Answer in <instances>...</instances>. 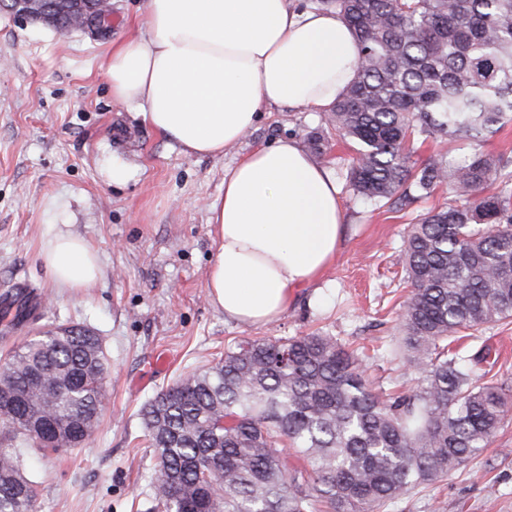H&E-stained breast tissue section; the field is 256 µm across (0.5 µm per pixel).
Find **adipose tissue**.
Masks as SVG:
<instances>
[{
  "instance_id": "obj_1",
  "label": "adipose tissue",
  "mask_w": 512,
  "mask_h": 512,
  "mask_svg": "<svg viewBox=\"0 0 512 512\" xmlns=\"http://www.w3.org/2000/svg\"><path fill=\"white\" fill-rule=\"evenodd\" d=\"M146 9L147 27L104 59L112 97L189 157L225 155L264 110L327 111L358 57L336 11L301 10L294 0H147ZM343 219L332 170L297 139L240 155L210 209V303L242 325L277 320L334 260ZM41 258L64 290L98 278L96 252L60 225Z\"/></svg>"
}]
</instances>
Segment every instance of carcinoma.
<instances>
[{"mask_svg": "<svg viewBox=\"0 0 512 512\" xmlns=\"http://www.w3.org/2000/svg\"><path fill=\"white\" fill-rule=\"evenodd\" d=\"M357 37L354 78L325 125L349 138L354 194L382 208L448 201L418 214L404 240L411 291L399 314L420 386L375 394L359 354L330 336L238 341L143 408L153 448L148 512H379L464 468L512 407L464 356L459 334L512 319V159L477 146L512 122V0H311ZM464 139L410 165L419 140ZM495 185L492 192L488 186ZM13 327L29 300L0 308ZM108 372L102 340L46 330L0 360V512H32L21 448L52 452L99 426ZM308 462L290 467L284 448Z\"/></svg>", "mask_w": 512, "mask_h": 512, "instance_id": "carcinoma-1", "label": "carcinoma"}]
</instances>
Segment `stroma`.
Segmentation results:
<instances>
[{
  "mask_svg": "<svg viewBox=\"0 0 512 512\" xmlns=\"http://www.w3.org/2000/svg\"><path fill=\"white\" fill-rule=\"evenodd\" d=\"M106 52L88 35L0 14V293L34 295L41 315L33 326L0 323V354L40 328L79 324L101 336L109 358L98 431L58 456L29 451L39 481L35 512H146L152 450L140 408L238 339L318 332L363 353L372 388L416 389L418 372L390 357L410 293L404 236L417 214L448 198L442 186L400 211L362 204L343 176L354 151L327 131L322 161L336 176L345 217L334 262L318 283L296 291L277 321L254 327L225 319L205 288L215 252L210 207L224 191V173L241 153L303 139L324 115L269 110L223 157H188L113 100ZM115 158L131 170L122 185L105 175ZM51 224L66 225L99 253L92 287H55L40 259ZM486 344L497 358L495 380L512 385V321L462 342L469 354ZM384 512H512V411L464 469Z\"/></svg>",
  "mask_w": 512,
  "mask_h": 512,
  "instance_id": "obj_1",
  "label": "stroma"
}]
</instances>
